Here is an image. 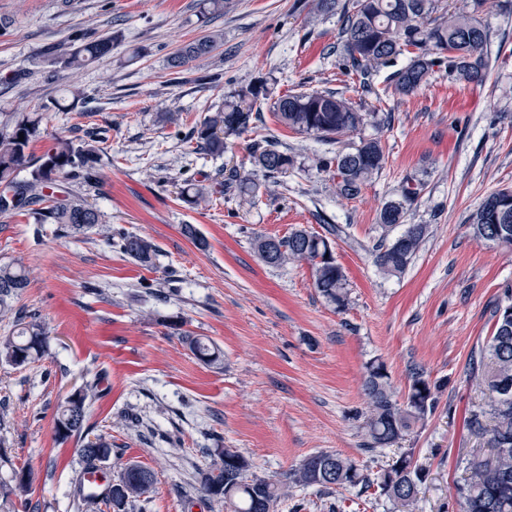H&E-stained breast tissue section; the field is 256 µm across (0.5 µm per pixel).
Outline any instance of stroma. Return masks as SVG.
Returning a JSON list of instances; mask_svg holds the SVG:
<instances>
[{
    "label": "stroma",
    "instance_id": "35a3bbf8",
    "mask_svg": "<svg viewBox=\"0 0 512 512\" xmlns=\"http://www.w3.org/2000/svg\"><path fill=\"white\" fill-rule=\"evenodd\" d=\"M308 0H228L203 15L199 0H0V127L19 113L42 115L29 148L40 157L59 136L97 133L107 161L94 185L72 182L102 215L87 234L61 235L23 212L0 216V263L22 262L29 283L13 301L39 314L46 353L23 368L0 361V486L26 469L28 508L0 498V512H82L69 495L80 469L78 438H56L53 417L74 388L99 384L87 418L109 436L106 474L130 464L157 482L131 512H224L204 497L196 475L221 450L241 453L252 476L285 480L305 456L335 451L368 473L406 450L427 473L415 512H459L455 486L464 458L485 454L468 430L480 393L470 380L472 350L491 336L492 308L512 285V248L476 240L468 218L495 190L512 186V15L489 13L490 63L481 82L437 73L413 95L390 99L389 126L346 135L345 148L380 139L385 166L346 200L316 166L325 144L280 125L273 111L289 92L336 89L346 81L330 50L339 16L309 21ZM113 34L107 55L73 71L43 55L76 30ZM219 30L224 41L189 67L169 69L183 43ZM27 69V79L10 83ZM265 81L262 134L294 158L254 205L214 194L191 207L179 189L210 185L221 168L250 169L249 135L223 156L191 150L185 134L233 93ZM73 109L57 108L69 85ZM180 111L179 123L164 121ZM424 184L411 224L431 234L402 277H387L369 252L379 212L404 178ZM192 224L198 249L182 232ZM336 224L334 255L348 279L336 311L316 291L310 264L273 268L257 255L259 235ZM150 238L155 266L119 249L123 235ZM194 336L224 354L222 369L198 360ZM383 362L397 398L408 369L424 366L440 386L438 405L390 447L360 451L366 366ZM278 512H403L375 492L293 487Z\"/></svg>",
    "mask_w": 512,
    "mask_h": 512
}]
</instances>
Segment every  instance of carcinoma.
<instances>
[{
    "mask_svg": "<svg viewBox=\"0 0 512 512\" xmlns=\"http://www.w3.org/2000/svg\"><path fill=\"white\" fill-rule=\"evenodd\" d=\"M341 8V24L336 47L337 68L350 80L352 90L373 95L382 102L374 78L381 70L393 69L387 76L393 96L414 94L440 68L448 74H458L469 81L480 82L488 67L489 30L479 18L484 11L512 14V0H471L469 10L453 7L449 0H348L338 6L337 0H314L309 11L328 14ZM114 36L89 40L76 36L69 42L46 49V54L65 67L78 70L108 55ZM222 41L216 33L182 44L168 58L175 69L188 66L211 53ZM407 63L397 67L398 59ZM266 98L264 83L242 89L224 102V108L203 118L193 128L190 140L212 156H221L226 140L257 130L261 120L262 99ZM279 122L286 128L310 136L327 145L340 143L343 136L370 123L383 126L389 113L375 108L363 112L345 96V92L325 89L285 94L274 102ZM40 118L21 115L10 126L0 129V214L25 212L38 224H56L66 234H80L100 223L101 214L82 196L57 187L61 178L81 177L92 183L93 173L102 161V150L89 143L76 144L59 137L37 161L28 153L37 137ZM251 163L265 179H276L293 166L288 151L279 142L265 136L255 140L251 148ZM385 165V153L380 139L360 142L350 151L331 150L317 160V167L331 175L338 196L353 200L363 187ZM30 169V177L18 178L20 170ZM224 193H236L252 203L260 189L249 173L236 169L216 181ZM424 183L405 179L397 195L380 211L381 233L371 247L374 262L387 276L403 274L424 244L427 224H408L406 218L417 204ZM183 202L197 206L210 198L205 188H184ZM475 238L488 244L512 246V187L492 192L470 217ZM320 235L299 229L283 237L258 236L254 247L260 259L269 266L308 263L314 268V284L325 300L343 310L348 302L347 276L335 258H325L332 246L331 237L340 229L325 225ZM122 252L143 266L154 265L155 244L142 236L122 237ZM28 285L23 266L19 263L0 264V316L13 313V299ZM512 306V287L503 290L496 303L492 335L473 359L471 379L483 395V403L472 410L468 425L477 438H487L491 452L487 456L473 455L466 459L468 477L456 487V502L460 512H512V319L505 322L500 311ZM18 335L0 339V359L16 367L40 359L45 353L46 336L37 314L17 320ZM190 351L209 366L219 368L223 357L215 347L204 341L185 336ZM410 387L403 400L395 398L384 364L373 361L366 366L363 391L368 400L364 427L365 450L396 443L411 427L433 412L438 403L440 386L431 382L427 371L418 364L409 368ZM98 397L97 384L86 382L74 389L54 414L57 436L66 440L81 437L89 409ZM112 452V443L98 436L78 449L81 469L74 481L73 494L83 512H128L136 501L147 494L137 473L121 472L117 477L121 498L119 510H114L109 497L110 486L100 492L93 490L84 475L99 471V452ZM248 463L237 451L226 448L219 460L199 471V490L213 500L224 502L227 512H276L281 498L288 496L292 485L321 488H357L361 492L374 487L380 495L401 504L413 512L418 487L426 475L413 465L412 454L403 453L389 468L370 475L357 462L340 453L321 451L303 458L286 475V482L265 477H247ZM32 483V473L15 474L13 485L3 491L6 496L24 499Z\"/></svg>",
    "mask_w": 512,
    "mask_h": 512,
    "instance_id": "carcinoma-1",
    "label": "carcinoma"
}]
</instances>
